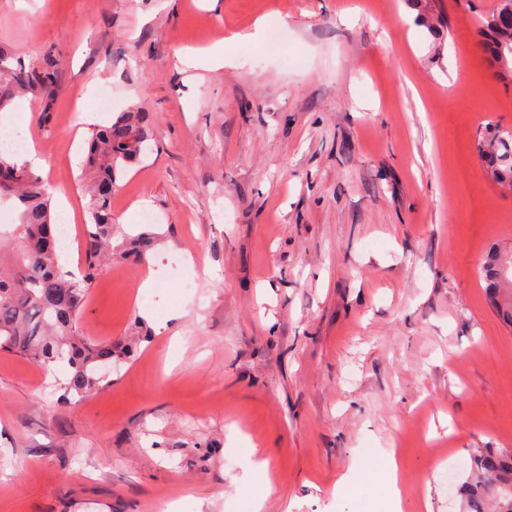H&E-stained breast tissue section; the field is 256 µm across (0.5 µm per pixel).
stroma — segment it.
<instances>
[{"mask_svg": "<svg viewBox=\"0 0 512 512\" xmlns=\"http://www.w3.org/2000/svg\"><path fill=\"white\" fill-rule=\"evenodd\" d=\"M496 2L0 0V46L57 61L7 119L70 206L64 270L84 261L93 124L153 125L80 318L132 350L68 396L64 371L0 350V512H248L261 460L264 512H383L389 454L409 512H460L469 449L512 448V325L481 278L512 249V191L473 151L478 126H512L478 33ZM261 19L233 65H177ZM351 467L374 491L337 497ZM258 467L261 470L260 481L250 488L245 489V493L247 494L251 503L252 512L262 511V508L264 507L265 501L268 497V488L270 484L267 471V461H262Z\"/></svg>", "mask_w": 512, "mask_h": 512, "instance_id": "35a3bbf8", "label": "stroma"}]
</instances>
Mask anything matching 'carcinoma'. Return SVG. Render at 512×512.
Listing matches in <instances>:
<instances>
[{
    "instance_id": "1",
    "label": "carcinoma",
    "mask_w": 512,
    "mask_h": 512,
    "mask_svg": "<svg viewBox=\"0 0 512 512\" xmlns=\"http://www.w3.org/2000/svg\"><path fill=\"white\" fill-rule=\"evenodd\" d=\"M479 31L501 74L512 77V0H498L491 15L479 20ZM56 61L40 66L12 63L0 46V112L24 93L49 88ZM150 113L124 112L115 121L90 132L85 191L91 223L86 225L85 264L81 277L62 271L57 252L58 224L52 214V194L43 179L19 154L0 151V204H10L18 222L0 230V349L27 356L42 368L66 365L65 390L89 394L102 388L99 367L129 352L124 343L86 339L79 314L88 290L102 266L112 259L115 225L112 191L124 168L136 162L151 137ZM492 182L512 189V134L489 123L479 129ZM154 244L153 233L132 238L127 252L142 256ZM485 290L499 316L512 324V252H491L483 265ZM471 472L458 486L462 512H512V492L492 489L494 481L512 485V448H471Z\"/></svg>"
}]
</instances>
